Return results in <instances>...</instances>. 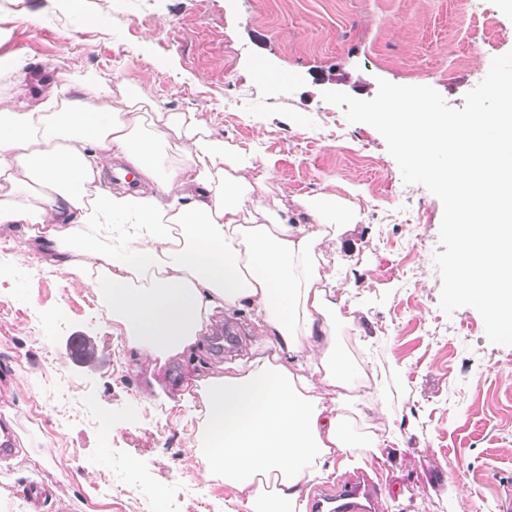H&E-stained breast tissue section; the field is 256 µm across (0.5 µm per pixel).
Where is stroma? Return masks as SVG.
<instances>
[{
    "instance_id": "stroma-1",
    "label": "stroma",
    "mask_w": 512,
    "mask_h": 512,
    "mask_svg": "<svg viewBox=\"0 0 512 512\" xmlns=\"http://www.w3.org/2000/svg\"><path fill=\"white\" fill-rule=\"evenodd\" d=\"M492 10L482 24L469 22L466 0H0V54L26 63L0 80V95L30 91L47 63L72 98L100 80L132 82L244 149L253 176L273 172L269 200L294 212L333 192L356 210V224L321 249L356 308L337 342L356 379L380 382L359 394L351 427L380 435L396 425L393 448L360 467L381 512H500L512 485V346L489 343L475 309H440V200L405 184L382 135L348 122L322 93L368 100L382 78L463 107L493 57L512 51V14ZM84 15L109 24H82ZM117 42L126 51L116 57ZM259 65L268 79L256 77ZM0 240V428L19 448L0 461V498L30 512L35 486L41 512H132L130 500L99 492L103 476L120 473L151 512H196L200 498L209 512H243L236 489L187 464L203 421L184 383L227 361L214 334L152 374L106 308L82 307L94 294L80 278L48 269L42 255L17 261L22 225L1 227ZM75 336L93 356L67 357ZM47 354L78 414L64 430L53 411L31 415ZM156 381L163 394L152 393ZM107 416L108 438L95 428Z\"/></svg>"
}]
</instances>
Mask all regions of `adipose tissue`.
I'll use <instances>...</instances> for the list:
<instances>
[{"mask_svg": "<svg viewBox=\"0 0 512 512\" xmlns=\"http://www.w3.org/2000/svg\"><path fill=\"white\" fill-rule=\"evenodd\" d=\"M92 90L105 106L60 98L54 83L0 98V225H23L26 252L87 279L150 365L196 351L215 314L249 313L262 329L249 356L198 382L205 431L192 457L245 512H304L307 484L349 465V449L381 445L347 427L335 339L354 306L320 248L352 211L332 193L303 201L302 220L270 207L242 150L193 115L145 110L133 85ZM114 150L144 189L101 188ZM106 230L110 245L95 246ZM323 385L339 388L334 406Z\"/></svg>", "mask_w": 512, "mask_h": 512, "instance_id": "adipose-tissue-1", "label": "adipose tissue"}]
</instances>
